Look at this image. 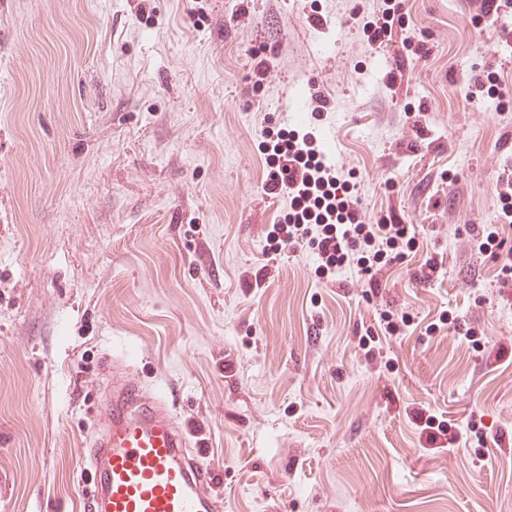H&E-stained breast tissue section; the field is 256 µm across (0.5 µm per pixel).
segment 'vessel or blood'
Masks as SVG:
<instances>
[{
	"mask_svg": "<svg viewBox=\"0 0 512 512\" xmlns=\"http://www.w3.org/2000/svg\"><path fill=\"white\" fill-rule=\"evenodd\" d=\"M98 413L87 512H223L212 471L189 451L167 400L145 389L137 375L113 378Z\"/></svg>",
	"mask_w": 512,
	"mask_h": 512,
	"instance_id": "b4317fda",
	"label": "vessel or blood"
}]
</instances>
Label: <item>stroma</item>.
Segmentation results:
<instances>
[{
    "label": "stroma",
    "instance_id": "stroma-1",
    "mask_svg": "<svg viewBox=\"0 0 512 512\" xmlns=\"http://www.w3.org/2000/svg\"><path fill=\"white\" fill-rule=\"evenodd\" d=\"M375 7L0 0V512H84L125 371L168 399L224 512H512V294L465 232L512 247V6L405 0L425 50L383 59ZM489 72L496 97L467 99ZM288 91L324 97L291 127L354 170L371 222L414 227L378 287L266 251L285 206L261 132Z\"/></svg>",
    "mask_w": 512,
    "mask_h": 512
}]
</instances>
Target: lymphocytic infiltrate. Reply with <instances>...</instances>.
<instances>
[{
    "instance_id": "1",
    "label": "lymphocytic infiltrate",
    "mask_w": 512,
    "mask_h": 512,
    "mask_svg": "<svg viewBox=\"0 0 512 512\" xmlns=\"http://www.w3.org/2000/svg\"><path fill=\"white\" fill-rule=\"evenodd\" d=\"M265 135L271 144L262 190L288 199L287 213L268 234L270 252L305 246L317 257L319 276L347 268L371 281L415 247L408 225L367 223L354 186L324 162L312 135L284 129Z\"/></svg>"
}]
</instances>
